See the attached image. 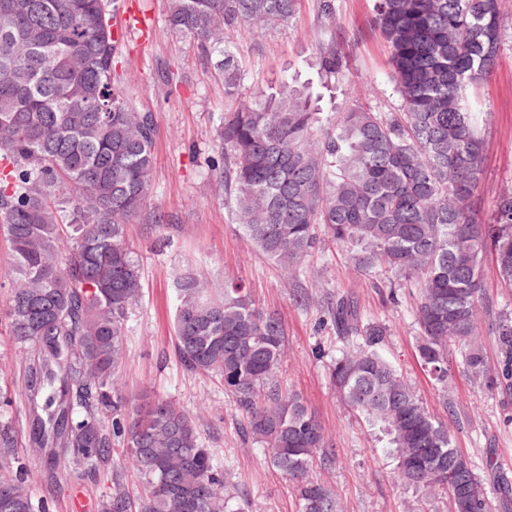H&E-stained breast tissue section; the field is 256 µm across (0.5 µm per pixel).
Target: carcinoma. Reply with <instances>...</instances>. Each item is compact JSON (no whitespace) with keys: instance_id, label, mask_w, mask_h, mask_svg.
Masks as SVG:
<instances>
[{"instance_id":"1","label":"carcinoma","mask_w":512,"mask_h":512,"mask_svg":"<svg viewBox=\"0 0 512 512\" xmlns=\"http://www.w3.org/2000/svg\"><path fill=\"white\" fill-rule=\"evenodd\" d=\"M301 0H169V25L219 54L224 93L239 99L217 125L224 194L242 236L294 274L317 229L352 250L364 270L387 268L420 288L419 355L442 384L448 346L486 387L512 395V313L483 293L493 261L512 288V191L485 221L480 113L469 87L494 71L505 37L502 0H374L373 22L390 50L395 112L335 101L344 40L315 57L320 91L295 75L272 91L244 93L223 31L284 25ZM107 0H0V231L14 273L9 334L29 355L21 371L28 447L43 450L55 483L67 469L112 491L98 512H237L224 471L195 419L167 399L127 405L109 392L124 353V322L141 290L126 226L143 209L154 170L156 124L119 86ZM342 337L360 342L336 359L332 384L377 433L399 477L448 512H494L471 462L447 427L382 353L385 328L362 321L358 298L327 301ZM496 338L498 368L484 375L480 324ZM175 347L188 371L214 374L259 443L292 485L298 512H338L312 472L336 452L300 397L279 379L287 340L275 313L242 284L215 293L179 278ZM132 455L141 492L132 498L114 461ZM18 445L0 422V459ZM0 512H35L25 473L0 464Z\"/></svg>"}]
</instances>
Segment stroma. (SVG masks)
Listing matches in <instances>:
<instances>
[{"mask_svg":"<svg viewBox=\"0 0 512 512\" xmlns=\"http://www.w3.org/2000/svg\"><path fill=\"white\" fill-rule=\"evenodd\" d=\"M320 0H302L289 24L226 33L250 92L276 86L312 57L330 34L343 32L348 66L337 83L340 101L369 103L390 112L398 105L388 65L389 51L372 23L373 0H333V17L323 16ZM117 12L136 16L139 27L117 50V73L137 111L156 122L155 168L147 205L127 228L132 256L142 277V294L125 321L126 344L116 387L128 400L141 394L171 400L192 414L201 438L224 468L243 512H297L293 489L267 464L261 445L243 443L239 412L217 377L187 372L174 347L175 282L190 271L220 288L244 283L259 307L278 313L287 334L279 376L319 417L336 449V463L315 476L336 494L342 512H447L446 502L405 485L362 421L338 399L329 368L349 347L336 336L326 313L329 298L358 297L364 322L387 330V359L417 391L438 421L447 424L458 448L471 461L487 490L501 477L512 480V399L488 390L464 365V349L450 347L447 384L421 365L414 309L418 291L378 270L360 269L349 251L320 237L290 277L275 261L256 252L241 236L232 208L218 182L224 157L215 139L219 117L230 109L216 57L202 56L195 40L172 30L167 0H114ZM505 40L496 71L479 89L486 118L484 174L479 186L486 212L500 191L512 189V0H503ZM13 276L9 252L0 240V420L22 423L20 371L24 353L10 336L6 312ZM309 289L313 302L297 305L293 289ZM452 412H445L444 401ZM9 463L24 470L34 503L45 512H97L109 482L65 477L50 486L30 449L18 448Z\"/></svg>","mask_w":512,"mask_h":512,"instance_id":"obj_1","label":"stroma"}]
</instances>
